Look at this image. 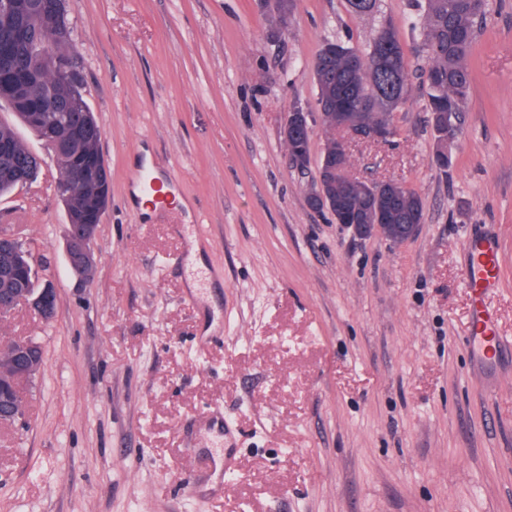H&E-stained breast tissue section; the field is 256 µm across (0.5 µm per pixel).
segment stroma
Returning a JSON list of instances; mask_svg holds the SVG:
<instances>
[{"instance_id":"obj_1","label":"stroma","mask_w":512,"mask_h":512,"mask_svg":"<svg viewBox=\"0 0 512 512\" xmlns=\"http://www.w3.org/2000/svg\"><path fill=\"white\" fill-rule=\"evenodd\" d=\"M382 5L410 93L392 145L351 146L349 172L421 196L419 232L398 244L311 210V177L281 133L292 104L318 109L324 40L364 44L377 17L297 0L276 37L258 0H67L112 196L81 280L56 159L21 130L43 167L0 199V225L39 253L58 312L0 322V342L44 350L21 422L0 425V512H512V345L489 358L464 342L466 244L480 235L501 245L489 304L512 342V0H489L478 25L445 172L421 98L419 10ZM146 176L177 202L168 221L140 208ZM216 402L236 472L193 500Z\"/></svg>"}]
</instances>
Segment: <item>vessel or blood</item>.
Listing matches in <instances>:
<instances>
[{"mask_svg": "<svg viewBox=\"0 0 512 512\" xmlns=\"http://www.w3.org/2000/svg\"><path fill=\"white\" fill-rule=\"evenodd\" d=\"M466 280L473 301L471 330L483 353H498L503 338L496 327L494 312L486 297L501 279V250L498 240L487 236L470 238L467 243Z\"/></svg>", "mask_w": 512, "mask_h": 512, "instance_id": "obj_1", "label": "vessel or blood"}]
</instances>
